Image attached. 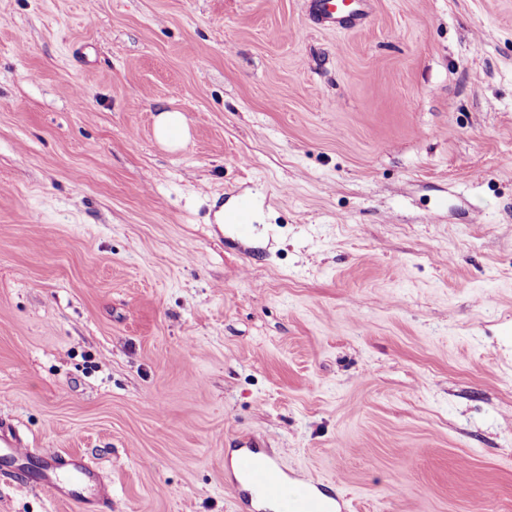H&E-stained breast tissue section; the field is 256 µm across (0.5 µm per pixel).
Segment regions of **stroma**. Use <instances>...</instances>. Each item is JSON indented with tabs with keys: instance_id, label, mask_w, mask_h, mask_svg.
<instances>
[{
	"instance_id": "stroma-1",
	"label": "stroma",
	"mask_w": 512,
	"mask_h": 512,
	"mask_svg": "<svg viewBox=\"0 0 512 512\" xmlns=\"http://www.w3.org/2000/svg\"><path fill=\"white\" fill-rule=\"evenodd\" d=\"M305 3L0 0V430L111 512H239L244 435L347 512H512V0ZM37 464L0 512H84ZM368 0H308L310 19L326 28L358 25L364 17ZM155 138L169 150L180 149L189 138L186 118L182 112L164 110L155 116ZM40 456L41 471L39 484L51 495L84 505L94 496L101 502L110 499L107 485L101 472L83 460L70 455L45 452ZM75 476V481L72 477Z\"/></svg>"
}]
</instances>
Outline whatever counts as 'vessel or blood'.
I'll return each mask as SVG.
<instances>
[{
    "mask_svg": "<svg viewBox=\"0 0 512 512\" xmlns=\"http://www.w3.org/2000/svg\"><path fill=\"white\" fill-rule=\"evenodd\" d=\"M368 0H308L310 19L326 28H346L358 25L364 17ZM257 450L245 446L240 451V479L231 480L229 487L236 497L278 498L285 473L279 459L271 456L257 460ZM39 484L51 495L77 504H87L90 498L109 500L110 494L101 472L83 460L53 452L41 458ZM323 486L310 480L307 501L298 505V512H345V500L339 495L322 497Z\"/></svg>",
    "mask_w": 512,
    "mask_h": 512,
    "instance_id": "vessel-or-blood-1",
    "label": "vessel or blood"
}]
</instances>
